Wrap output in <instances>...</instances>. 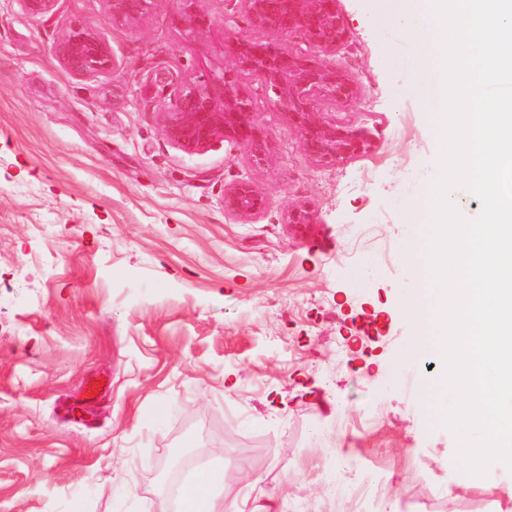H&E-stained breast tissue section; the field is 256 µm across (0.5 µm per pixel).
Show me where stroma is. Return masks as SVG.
Returning a JSON list of instances; mask_svg holds the SVG:
<instances>
[{
    "label": "stroma",
    "mask_w": 512,
    "mask_h": 512,
    "mask_svg": "<svg viewBox=\"0 0 512 512\" xmlns=\"http://www.w3.org/2000/svg\"><path fill=\"white\" fill-rule=\"evenodd\" d=\"M197 7L213 25L190 39L171 0L129 23L105 0L40 18L0 0V512H175L181 445L223 462L224 512L254 480L277 512H512V488L456 472L453 436L413 392L439 360L390 380L412 336L393 309L401 207L437 153L406 92V18L391 0L338 2L349 43L323 60L359 87L338 113L368 129L369 153L321 164L249 77L257 165L238 144L188 154L163 134L159 67L221 72L229 19L269 39L231 0ZM77 24L106 37L113 70L62 65ZM243 179L268 198L245 222L224 209ZM303 201L314 223H284ZM94 375L105 391L69 419L61 403Z\"/></svg>",
    "instance_id": "1"
}]
</instances>
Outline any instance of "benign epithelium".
Segmentation results:
<instances>
[{"mask_svg":"<svg viewBox=\"0 0 512 512\" xmlns=\"http://www.w3.org/2000/svg\"><path fill=\"white\" fill-rule=\"evenodd\" d=\"M28 14L43 17L57 0H22ZM156 0H106L116 22L142 19ZM196 0H176L174 21L188 36L213 25L205 12L192 8ZM249 23L268 32L274 41L254 48L241 35L225 40V55L232 65L220 75H201L174 86L173 99L161 108L162 130L177 149L196 153L217 140L243 145L252 161H264L266 136L251 118L252 100L244 86L247 76L257 78L271 105L294 121L306 148L319 161L335 164L369 150L371 139L359 131L323 120L327 102L348 103L357 97L349 75L320 60L347 41V29L337 0H240ZM302 39L307 50L298 52L279 43ZM65 68L77 77L96 76L115 67L110 46L94 28L76 26L62 38L59 48ZM267 207L265 196L250 182L239 181L224 189V209L248 219ZM286 224H312L314 211L307 203L290 207Z\"/></svg>","mask_w":512,"mask_h":512,"instance_id":"obj_1","label":"benign epithelium"}]
</instances>
